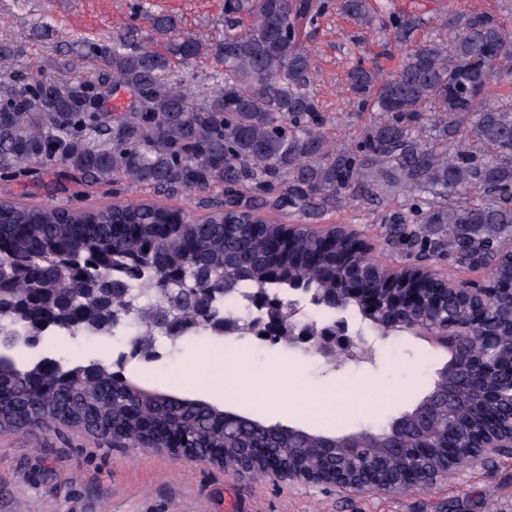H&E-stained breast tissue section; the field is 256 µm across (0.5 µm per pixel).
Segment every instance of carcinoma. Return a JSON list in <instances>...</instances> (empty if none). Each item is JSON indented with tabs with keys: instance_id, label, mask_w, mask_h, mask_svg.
<instances>
[{
	"instance_id": "cac0c4a2",
	"label": "carcinoma",
	"mask_w": 512,
	"mask_h": 512,
	"mask_svg": "<svg viewBox=\"0 0 512 512\" xmlns=\"http://www.w3.org/2000/svg\"><path fill=\"white\" fill-rule=\"evenodd\" d=\"M327 9L326 0H224V33L215 46L224 84L197 107L192 88L164 74L169 58L189 62L202 42L177 32L165 16L154 25L169 36L166 56L122 32L89 45L105 66L95 84L79 75L63 87L20 78L0 89V171L59 161L87 184L124 178L170 191H217L245 181L262 187L289 175L284 203L310 215L356 192L370 193V173L389 187L443 200L429 212L386 216L396 236L407 234L409 224H445L437 250L473 261L479 247L512 239V104L488 102L492 82L512 78V31L490 14L450 10V46L416 44L387 77L373 66L354 67L352 89L382 118L364 145L335 150L323 133L301 128L316 111L308 91L314 59L301 33ZM342 9L365 23L374 6L343 0ZM414 25L413 17L394 15L385 31L399 42ZM109 87L132 90L134 111L112 119L101 114L98 103ZM50 96L55 117L42 108ZM427 105L438 113L434 127L444 145H430L407 123ZM463 119L471 120L481 149L447 144ZM262 207L254 198L246 210L221 204L199 218L145 199L70 210L0 196V240L12 246L0 253V287L13 305L45 293L60 297L74 315L62 330L73 338L100 334V323L112 317L109 334L130 337L132 358L153 360L159 341L177 351L186 338L206 332L194 322L204 303L230 323V334L258 337L250 308L233 315L224 305L257 288L286 299L299 286L336 287L335 268L315 258L319 243L310 231L292 246L309 261L291 264L289 281L269 275L275 239L252 230L270 223L258 214ZM360 262L361 287H375L382 266L367 255ZM446 313L465 322L480 316L494 328L503 317L500 309L476 313L453 299ZM27 336L10 314H0L1 431L58 422L145 448L151 441L140 430L144 418L156 436L185 429L194 447H222L226 437L234 447L256 437L248 425H224V410L206 401L123 381L124 354L113 367L48 355L19 363L12 351L42 343ZM282 450L308 467L321 465L304 448L285 442Z\"/></svg>"
}]
</instances>
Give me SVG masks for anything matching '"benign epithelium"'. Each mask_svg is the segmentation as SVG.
Listing matches in <instances>:
<instances>
[{"label": "benign epithelium", "mask_w": 512, "mask_h": 512, "mask_svg": "<svg viewBox=\"0 0 512 512\" xmlns=\"http://www.w3.org/2000/svg\"><path fill=\"white\" fill-rule=\"evenodd\" d=\"M320 247L336 250L341 267L353 275L358 274L355 258L364 253L356 237L341 227L318 234ZM471 305L486 307L498 300L512 304V284L494 279L482 283L440 278L430 273L418 260L399 270L383 273L382 287L372 291L360 288L349 290L368 319L378 323V317L394 309L416 312L425 307L434 311L448 304V296ZM309 298L336 308V321L331 326L306 323L299 318V303L286 305L288 316H277L268 311L262 319L267 339L288 337V346L308 348L320 353H336L345 358L369 347L363 332L350 327L341 315L344 302L339 289L325 288L312 292ZM411 334L434 342L453 356L450 364L438 371L433 389L412 410L403 413L391 423V431L381 440L367 431L343 436L315 438L313 451L327 462L321 471H308L297 463L287 461L269 444L241 448L233 461H228L226 449L207 448L203 460L218 465L239 476H249L261 468L280 479L312 484H328L343 490L360 486L394 489L399 485L427 487L437 483L442 473L461 462L476 463L496 455L512 453V349L506 350L498 334L483 331L478 323H470L457 330L448 329V323L432 320L409 326ZM472 336H483L491 347L492 355L466 357L462 346ZM480 376L490 385L464 406L456 401V388L463 380ZM183 428H176L151 445L156 452L174 451L194 460L197 454L187 447ZM364 447H378L382 453H400L410 459L401 468L342 465L339 459L353 458Z\"/></svg>", "instance_id": "1"}]
</instances>
